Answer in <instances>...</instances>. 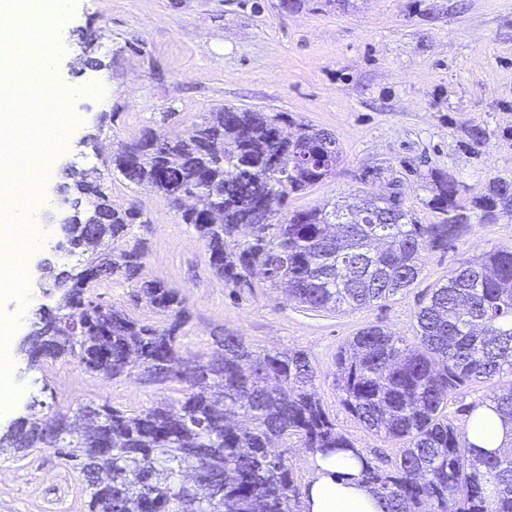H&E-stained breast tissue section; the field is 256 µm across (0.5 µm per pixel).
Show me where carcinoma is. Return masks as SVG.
<instances>
[{"label": "carcinoma", "mask_w": 512, "mask_h": 512, "mask_svg": "<svg viewBox=\"0 0 512 512\" xmlns=\"http://www.w3.org/2000/svg\"><path fill=\"white\" fill-rule=\"evenodd\" d=\"M341 150L331 133L297 122L286 112L222 107L208 112L183 137L146 129L112 157L127 181L147 185L180 207L187 192L198 207L182 212L206 242L212 272L235 288L252 287L255 274L313 310L361 309L413 285L420 253L446 251L470 224L447 176L430 174L425 206L440 214L421 224L401 196L351 194L327 208L295 211L274 223L287 198L333 174ZM73 208L89 198L107 211L104 224L76 217L64 225L66 243L88 254L85 272L50 273L57 314L38 323L54 333L25 353L37 367L47 359L96 358L85 373L124 379L160 361L162 382L186 385L183 396L141 411L104 403L80 405L68 418L83 425L50 438L34 414L0 433V448L24 458L45 448L80 470L87 485L85 512H302V492L288 465L299 443L311 455L350 452L360 482L383 512H512V444L483 451L467 428L443 411L448 396L469 383L500 386L473 405L491 406L512 424V250L490 249L460 262L448 281L431 288L416 314L417 343L380 325L357 332L336 354L345 408L367 429L403 441L394 460L364 456L336 430L314 392L317 371L308 353H261L229 330L213 334L217 349L205 359L181 351L188 322L185 298L162 280H144L145 242L132 236L141 219L117 208L100 184L68 173ZM512 208V183L498 180L479 202V219ZM125 240L126 247L114 248ZM120 274L163 316L148 323L105 305L91 293L90 271ZM105 468L112 487L94 483L86 463Z\"/></svg>", "instance_id": "obj_1"}]
</instances>
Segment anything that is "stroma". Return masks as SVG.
I'll return each instance as SVG.
<instances>
[{
  "instance_id": "stroma-1",
  "label": "stroma",
  "mask_w": 512,
  "mask_h": 512,
  "mask_svg": "<svg viewBox=\"0 0 512 512\" xmlns=\"http://www.w3.org/2000/svg\"><path fill=\"white\" fill-rule=\"evenodd\" d=\"M56 39L63 53L52 81L75 90L67 141L43 170L42 218L57 213V187L73 168L96 177L115 205L139 207L133 233L147 245L143 274L185 297L182 349L210 356L212 334L243 336L258 352H307L316 391L337 430L369 458L395 457L399 443L369 431L344 407L336 352L362 328L380 324L406 340L431 288L458 263L496 247L512 249V211L470 224L448 251L426 250L410 288L360 310L313 311L261 278L239 290L209 268L204 240L160 194L112 169L118 146L145 128L186 135L221 106L287 112L331 132L342 149L334 175L289 197L287 211L312 209L361 190L388 193L387 179L362 183L369 168H394L421 223L425 178L453 179L463 205L495 179L512 180V0H347L328 11L319 0L283 9L281 0H75ZM86 66L71 68L76 55ZM95 84L100 95L84 94ZM118 276L93 293L149 322L154 308ZM12 364L37 416L69 413L88 401L142 410L182 396L178 383L109 380L61 358L27 369ZM86 484L47 448L27 458L0 448V512H84Z\"/></svg>"
}]
</instances>
